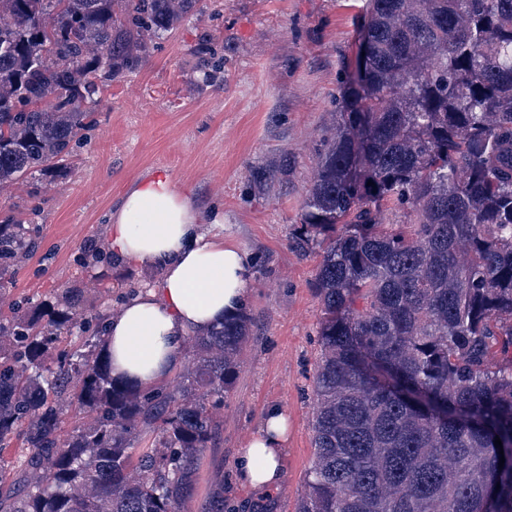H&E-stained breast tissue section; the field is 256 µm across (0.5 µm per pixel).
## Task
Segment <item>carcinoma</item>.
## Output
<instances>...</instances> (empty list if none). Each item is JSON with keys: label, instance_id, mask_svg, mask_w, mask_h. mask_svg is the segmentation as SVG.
Listing matches in <instances>:
<instances>
[{"label": "carcinoma", "instance_id": "carcinoma-1", "mask_svg": "<svg viewBox=\"0 0 512 512\" xmlns=\"http://www.w3.org/2000/svg\"><path fill=\"white\" fill-rule=\"evenodd\" d=\"M205 8L0 0V187L69 172L89 104ZM361 51L292 236L322 251L296 512H512V0H369ZM38 245L0 212V295ZM108 318L69 286L0 312V512H184L249 315L192 336L178 386L151 389L112 377Z\"/></svg>", "mask_w": 512, "mask_h": 512}]
</instances>
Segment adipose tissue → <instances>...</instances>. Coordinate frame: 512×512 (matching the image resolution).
Masks as SVG:
<instances>
[{"label":"adipose tissue","mask_w":512,"mask_h":512,"mask_svg":"<svg viewBox=\"0 0 512 512\" xmlns=\"http://www.w3.org/2000/svg\"><path fill=\"white\" fill-rule=\"evenodd\" d=\"M223 221L215 212L202 216L189 189L166 170L128 186L109 217L108 248L117 258L159 270L160 278L108 322L113 376L145 389L161 384L181 363L188 333L210 329L243 306L252 259L232 238L212 232ZM286 432L281 408H269L236 460L240 483L262 492L280 488Z\"/></svg>","instance_id":"1"}]
</instances>
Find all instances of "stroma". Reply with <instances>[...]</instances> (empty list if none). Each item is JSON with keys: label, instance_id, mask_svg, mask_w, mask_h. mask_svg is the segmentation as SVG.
Masks as SVG:
<instances>
[{"label": "stroma", "instance_id": "1", "mask_svg": "<svg viewBox=\"0 0 512 512\" xmlns=\"http://www.w3.org/2000/svg\"><path fill=\"white\" fill-rule=\"evenodd\" d=\"M210 7L160 39L142 67L108 87L67 176L7 204L41 227L40 247L19 272L13 301L37 303L90 279L77 260L85 241L107 238V219L130 183L168 170L193 190L201 213H224V231L250 254L251 316L243 368L224 396L216 447L197 465L185 512H205L216 484L248 512H295L312 447L311 385L322 304L312 283L319 252L288 239L332 126L339 74L354 63L367 0H208ZM88 304L118 310L159 271L113 259ZM288 418L284 480L267 494L238 482L234 463L269 407Z\"/></svg>", "mask_w": 512, "mask_h": 512}]
</instances>
